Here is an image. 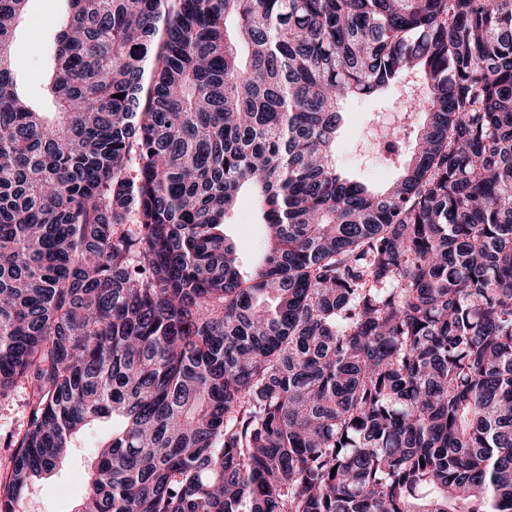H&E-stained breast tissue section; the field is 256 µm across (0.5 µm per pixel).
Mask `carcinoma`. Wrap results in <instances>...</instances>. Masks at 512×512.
<instances>
[{
  "mask_svg": "<svg viewBox=\"0 0 512 512\" xmlns=\"http://www.w3.org/2000/svg\"><path fill=\"white\" fill-rule=\"evenodd\" d=\"M68 2L39 112L0 0V512L98 424L77 512H512V0ZM410 74L373 193L341 103ZM225 226L226 234L234 241L241 268L247 272L257 265L264 252V224H255L254 208L250 200H244L233 220ZM27 415V393L22 386H17L9 396L0 398V437L22 429Z\"/></svg>",
  "mask_w": 512,
  "mask_h": 512,
  "instance_id": "1",
  "label": "carcinoma"
}]
</instances>
